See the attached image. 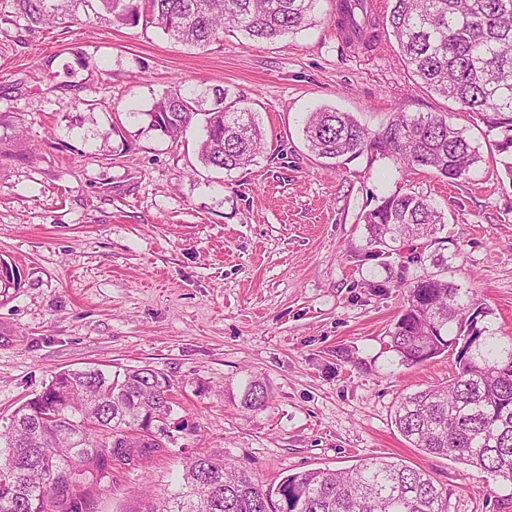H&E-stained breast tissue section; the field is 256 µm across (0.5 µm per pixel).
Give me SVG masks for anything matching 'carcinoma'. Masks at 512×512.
Instances as JSON below:
<instances>
[{
    "instance_id": "1",
    "label": "carcinoma",
    "mask_w": 512,
    "mask_h": 512,
    "mask_svg": "<svg viewBox=\"0 0 512 512\" xmlns=\"http://www.w3.org/2000/svg\"><path fill=\"white\" fill-rule=\"evenodd\" d=\"M317 0H149L156 24L178 42L203 48L232 28L270 41L313 24ZM30 25L75 20L96 6L114 22L139 19L138 0H14ZM336 27L346 48L369 54L390 34L409 76L480 117L512 176V0H336ZM188 94L169 92L153 106L151 127L177 139L202 121L198 157L232 171L264 149V134L247 108L224 104L215 90L200 113ZM309 150L333 165L362 155L449 180L482 160L464 130L439 114L395 112L376 130L332 108L308 115ZM369 244L387 247L424 238L445 223L425 195L394 193L363 216ZM19 269L0 258V288H19ZM408 306L389 331L388 351L400 366L423 364L455 350L448 382L400 397L394 422L428 455L452 456L512 483V340L501 347L478 326L479 309L464 314L460 289L434 277L406 286ZM172 384L147 366L114 374L63 370L44 391L0 426V512H88L112 491V468L166 447ZM266 385L250 381L248 410L267 405ZM443 491L422 470L379 460L352 471L310 469L265 486L256 474L220 455L184 468L178 491L149 512H445Z\"/></svg>"
}]
</instances>
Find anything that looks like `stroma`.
Instances as JSON below:
<instances>
[{"label": "stroma", "mask_w": 512, "mask_h": 512, "mask_svg": "<svg viewBox=\"0 0 512 512\" xmlns=\"http://www.w3.org/2000/svg\"><path fill=\"white\" fill-rule=\"evenodd\" d=\"M334 14L318 0L297 34L227 31L199 49L142 22L30 27L0 0V256L22 274L0 294V418L66 369L147 366L173 384L169 447L114 469L92 512H146L202 455L266 484L403 462L432 476L447 512H512L511 482L413 448L393 422L400 396L452 377L453 354L408 367L386 348L406 284L432 276L512 339V176L478 117L414 87L393 37L353 54ZM176 88L205 109L218 88L249 108L263 153L225 172L199 161L200 125L159 136L149 114ZM324 105L372 130L394 112L442 114L483 159L454 182L387 159L330 165L302 132ZM408 191L444 226L377 252L364 213ZM254 376L270 401L247 410Z\"/></svg>", "instance_id": "1"}]
</instances>
